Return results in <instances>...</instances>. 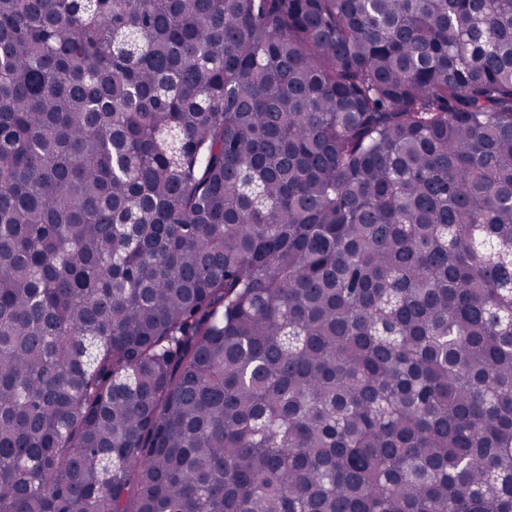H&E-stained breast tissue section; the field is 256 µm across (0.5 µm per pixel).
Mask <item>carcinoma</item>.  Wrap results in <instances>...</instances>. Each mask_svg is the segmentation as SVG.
<instances>
[{"label": "carcinoma", "mask_w": 512, "mask_h": 512, "mask_svg": "<svg viewBox=\"0 0 512 512\" xmlns=\"http://www.w3.org/2000/svg\"><path fill=\"white\" fill-rule=\"evenodd\" d=\"M0 512H512V0H0Z\"/></svg>", "instance_id": "obj_1"}]
</instances>
